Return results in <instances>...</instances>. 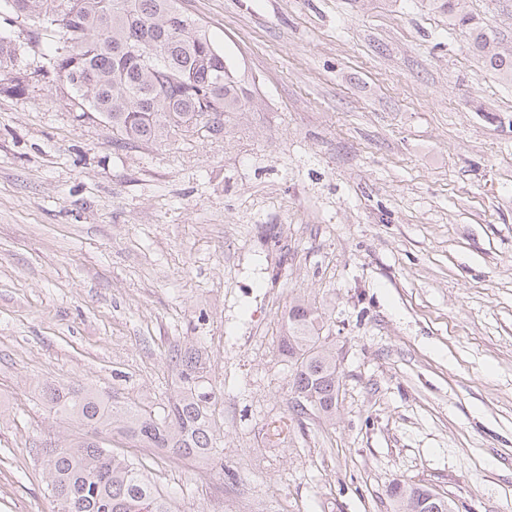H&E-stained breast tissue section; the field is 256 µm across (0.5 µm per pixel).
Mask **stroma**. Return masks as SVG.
Listing matches in <instances>:
<instances>
[{"label": "stroma", "instance_id": "1", "mask_svg": "<svg viewBox=\"0 0 512 512\" xmlns=\"http://www.w3.org/2000/svg\"><path fill=\"white\" fill-rule=\"evenodd\" d=\"M251 89L223 136L137 148L53 77L0 94V512H58L38 386L160 408L199 346L224 464L102 432L177 512H393L404 479L512 512V82L429 0H180ZM512 49V0H466ZM1 18L18 64L48 36ZM323 314L336 414L278 349Z\"/></svg>", "mask_w": 512, "mask_h": 512}]
</instances>
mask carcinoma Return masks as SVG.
<instances>
[{"instance_id": "1", "label": "carcinoma", "mask_w": 512, "mask_h": 512, "mask_svg": "<svg viewBox=\"0 0 512 512\" xmlns=\"http://www.w3.org/2000/svg\"><path fill=\"white\" fill-rule=\"evenodd\" d=\"M448 14L449 24L468 30L470 44L487 65L512 80V53L500 50L490 29L472 21L464 0H430ZM180 12L178 0H0V14L24 17L37 30L58 37L47 71L70 90L71 109L112 128L123 145L163 143L174 137L215 138L224 125L249 106L232 60L206 31L185 17L189 30L165 23ZM18 47L0 37V70L8 77L0 93L27 94L38 75L15 68ZM318 307L294 299L286 317L279 351L293 366L292 389L326 417L336 414L339 379L336 358L321 341ZM180 386L161 411H148L93 389H63L51 383L39 395L50 409L63 413L95 434L109 430L135 448H164L176 457L213 461L220 429L212 416L216 394L203 380L204 352L174 350ZM47 488L59 512H175L159 495L143 465L120 456L91 437L55 441L42 449ZM431 489L404 480L387 487L398 512H413Z\"/></svg>"}]
</instances>
